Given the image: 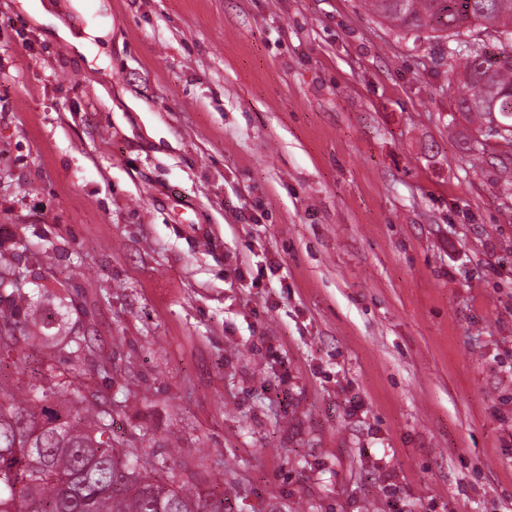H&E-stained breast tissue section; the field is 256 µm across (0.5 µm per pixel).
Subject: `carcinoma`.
I'll return each instance as SVG.
<instances>
[{
	"instance_id": "1",
	"label": "carcinoma",
	"mask_w": 512,
	"mask_h": 512,
	"mask_svg": "<svg viewBox=\"0 0 512 512\" xmlns=\"http://www.w3.org/2000/svg\"><path fill=\"white\" fill-rule=\"evenodd\" d=\"M367 10L402 34L426 31L464 44L448 56L447 75L460 73L461 116L483 131L491 113L503 124L496 146L512 154V0H363ZM481 29L498 40L495 52L473 37ZM469 161H482L486 143L465 137ZM10 268L0 266V357H26L25 306ZM52 362L37 370L22 398L0 387V512H226L224 495L192 479L167 482L173 467L141 428L112 437V401L74 382L89 358L83 336L50 344Z\"/></svg>"
}]
</instances>
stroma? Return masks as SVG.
<instances>
[{"mask_svg":"<svg viewBox=\"0 0 512 512\" xmlns=\"http://www.w3.org/2000/svg\"><path fill=\"white\" fill-rule=\"evenodd\" d=\"M0 0V262L231 512H512V172L361 0ZM100 34L87 52L59 27ZM108 359V372L95 362Z\"/></svg>","mask_w":512,"mask_h":512,"instance_id":"1","label":"stroma"}]
</instances>
